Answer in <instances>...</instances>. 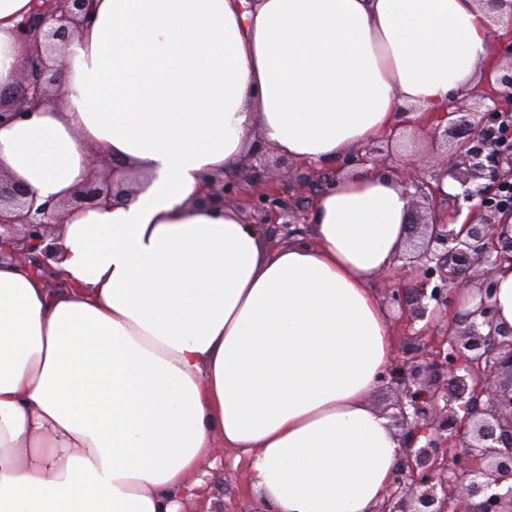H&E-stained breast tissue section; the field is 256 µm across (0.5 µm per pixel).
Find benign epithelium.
I'll return each instance as SVG.
<instances>
[{
	"instance_id": "benign-epithelium-1",
	"label": "benign epithelium",
	"mask_w": 512,
	"mask_h": 512,
	"mask_svg": "<svg viewBox=\"0 0 512 512\" xmlns=\"http://www.w3.org/2000/svg\"><path fill=\"white\" fill-rule=\"evenodd\" d=\"M92 0H33L31 12L16 26L19 40L33 47L24 62L13 102L0 90V125L23 119L32 108L59 104L66 95L58 51L91 22ZM493 87L486 112L450 106L436 113L426 130L433 142H451L437 173L425 176L416 166L393 165L390 152L365 147L347 160L392 170L403 187H415L425 204V218L410 225L406 251L412 263L428 262L403 302L402 314L426 321L425 346L417 360L399 357L381 381L396 385L391 428L400 430L401 454L389 490L373 512H512V327L498 320L492 298L496 266L512 262V138L493 142L488 123L512 125V66L492 68L485 76ZM102 157L90 155L93 176L61 202L37 203L28 187L0 174V257L7 254L32 272L47 270L54 252L53 228L67 211L84 210L118 200L124 188L122 170L99 174ZM463 192L445 197L438 185L445 178ZM205 189L196 204L224 210L246 201L249 224H290L294 211L287 191L267 185L252 194L241 180L203 176ZM481 214L458 222L460 201ZM471 292L479 302L468 309L460 298Z\"/></svg>"
}]
</instances>
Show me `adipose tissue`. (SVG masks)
<instances>
[{
    "label": "adipose tissue",
    "instance_id": "1",
    "mask_svg": "<svg viewBox=\"0 0 512 512\" xmlns=\"http://www.w3.org/2000/svg\"><path fill=\"white\" fill-rule=\"evenodd\" d=\"M31 0H0V89ZM477 0H94L62 57L65 102L0 126V172L39 200L92 175L147 177L66 215L57 287L0 261V512H177L222 438L269 512H372L400 455L367 397L392 361L370 280L407 237L392 174L345 173L313 243L275 250L233 207L197 206L252 130L336 163L440 112L491 53Z\"/></svg>",
    "mask_w": 512,
    "mask_h": 512
}]
</instances>
